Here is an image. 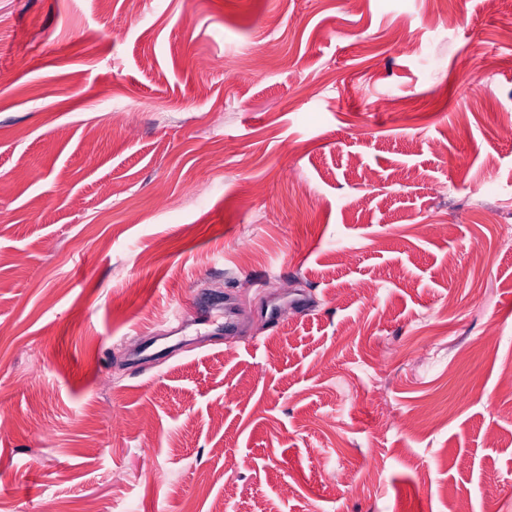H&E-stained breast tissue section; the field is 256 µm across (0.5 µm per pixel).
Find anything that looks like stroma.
Returning <instances> with one entry per match:
<instances>
[{"instance_id":"obj_1","label":"stroma","mask_w":512,"mask_h":512,"mask_svg":"<svg viewBox=\"0 0 512 512\" xmlns=\"http://www.w3.org/2000/svg\"><path fill=\"white\" fill-rule=\"evenodd\" d=\"M447 3L0 0V512H512V0Z\"/></svg>"}]
</instances>
